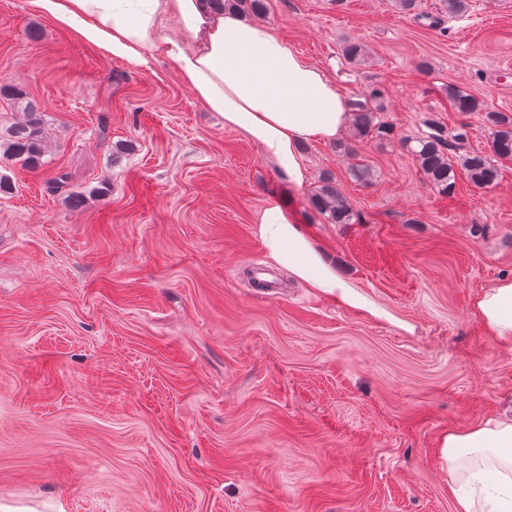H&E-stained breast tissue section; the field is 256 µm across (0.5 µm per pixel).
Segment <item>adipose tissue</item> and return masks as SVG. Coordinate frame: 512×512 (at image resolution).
<instances>
[{"instance_id": "1", "label": "adipose tissue", "mask_w": 512, "mask_h": 512, "mask_svg": "<svg viewBox=\"0 0 512 512\" xmlns=\"http://www.w3.org/2000/svg\"><path fill=\"white\" fill-rule=\"evenodd\" d=\"M41 14L113 57L146 66L173 61L182 81L226 127L261 147L289 190H302L307 169L298 149L339 138L350 121L346 97L325 69L307 62L267 24L245 21L211 0H30ZM178 22L167 32L168 18ZM254 222L272 259L325 293L342 281L298 225L290 202L270 201ZM473 312L493 336L512 344V278L484 290ZM476 456L460 473L457 449ZM448 490L454 512H512V416L449 433Z\"/></svg>"}]
</instances>
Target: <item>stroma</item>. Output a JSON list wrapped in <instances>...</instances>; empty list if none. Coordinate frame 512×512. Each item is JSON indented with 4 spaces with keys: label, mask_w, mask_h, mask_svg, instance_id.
Listing matches in <instances>:
<instances>
[{
    "label": "stroma",
    "mask_w": 512,
    "mask_h": 512,
    "mask_svg": "<svg viewBox=\"0 0 512 512\" xmlns=\"http://www.w3.org/2000/svg\"><path fill=\"white\" fill-rule=\"evenodd\" d=\"M262 22L347 92L385 86L392 132L357 155L300 148L289 194L174 63L105 54L28 0H0V86L45 122L43 164L0 157V502L20 512H454L443 442L512 414V346L472 302L512 278V158L441 198L402 138L512 113V0H267ZM38 38H31V31ZM367 48L350 63L347 41ZM426 71H417L418 62ZM370 166L369 182L349 176ZM67 181L58 191L48 183ZM332 177L358 218L310 204ZM79 192L81 207L68 197ZM291 195L314 247L368 307L275 264L253 222ZM276 286L262 288L255 269ZM443 111L484 112L494 155L498 158L512 156V113L490 109L484 100L454 87H448V106H444Z\"/></svg>",
    "instance_id": "obj_1"
}]
</instances>
